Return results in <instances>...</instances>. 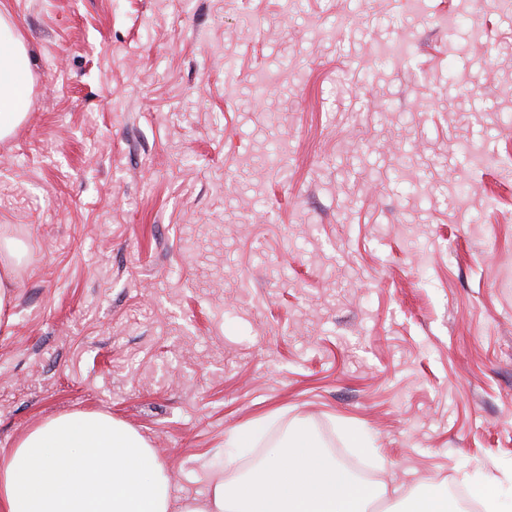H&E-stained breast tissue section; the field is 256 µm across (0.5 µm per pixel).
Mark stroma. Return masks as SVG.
<instances>
[{
    "instance_id": "stroma-1",
    "label": "stroma",
    "mask_w": 512,
    "mask_h": 512,
    "mask_svg": "<svg viewBox=\"0 0 512 512\" xmlns=\"http://www.w3.org/2000/svg\"><path fill=\"white\" fill-rule=\"evenodd\" d=\"M296 1L0 0V460L99 413L200 502L302 426L512 512V11ZM31 83L28 49L0 13V139L9 136L24 119Z\"/></svg>"
}]
</instances>
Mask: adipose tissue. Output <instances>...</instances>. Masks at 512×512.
<instances>
[{
    "label": "adipose tissue",
    "instance_id": "ef3b65f1",
    "mask_svg": "<svg viewBox=\"0 0 512 512\" xmlns=\"http://www.w3.org/2000/svg\"><path fill=\"white\" fill-rule=\"evenodd\" d=\"M32 71L21 36L0 14V139L26 115ZM373 489L330 463L296 431L288 448L244 480L213 485L183 512H366ZM170 483L147 442L111 418L56 417L0 463V512H172Z\"/></svg>",
    "mask_w": 512,
    "mask_h": 512
}]
</instances>
